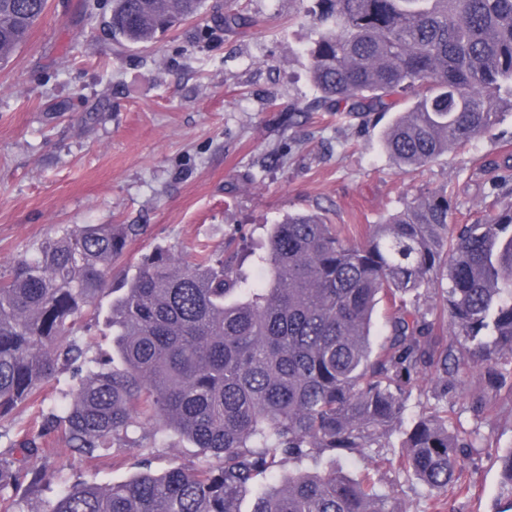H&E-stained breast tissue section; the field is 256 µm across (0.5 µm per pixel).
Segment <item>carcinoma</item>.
Wrapping results in <instances>:
<instances>
[{
	"mask_svg": "<svg viewBox=\"0 0 512 512\" xmlns=\"http://www.w3.org/2000/svg\"><path fill=\"white\" fill-rule=\"evenodd\" d=\"M203 0H113L112 37L146 44ZM47 0H0V62L26 41ZM318 38L309 73L328 112L368 116L411 102L383 133L396 166L424 168L512 114V0H312ZM228 31L247 17L225 10ZM448 191L407 203L359 242L316 213L271 226L251 283L223 260L180 263L156 249L112 285V260L135 225L90 224L41 243L0 272V422L62 368L70 403L0 455V499L31 495L52 475L30 465L61 429L72 452L105 457L143 422L192 443L217 464L148 470L101 487L77 481L27 512H399L370 475L336 459H388L411 386L433 376L432 398L473 394L489 419L512 403V203L475 224H452ZM110 298L107 309L101 300ZM391 334L372 347L380 298ZM103 318L117 357L86 360L73 336ZM451 330L448 342L445 329ZM477 438L435 408L403 432L398 468L436 492L467 487ZM288 472L267 476L280 461ZM494 512H512V449L497 457Z\"/></svg>",
	"mask_w": 512,
	"mask_h": 512,
	"instance_id": "1",
	"label": "carcinoma"
}]
</instances>
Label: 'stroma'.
Returning <instances> with one entry per match:
<instances>
[{"instance_id": "stroma-1", "label": "stroma", "mask_w": 512, "mask_h": 512, "mask_svg": "<svg viewBox=\"0 0 512 512\" xmlns=\"http://www.w3.org/2000/svg\"><path fill=\"white\" fill-rule=\"evenodd\" d=\"M310 0H236L254 24L225 31V0H205L148 45L117 46L112 0H48L28 40L0 63V271L45 239L85 224H134L111 275L134 273L155 248L191 262L200 254L236 259L249 280L261 270L270 225L316 211L347 240L403 205L443 186L450 221L472 224L502 188L512 164V117L465 149L401 173L381 144L375 118L316 106L308 46L317 30ZM477 372L465 377L475 388ZM73 384L59 371L40 398L0 425V453L32 429L41 411L65 404ZM440 402L463 430H479L467 490L441 498L373 459H338L345 473L371 474L404 512H492L497 452L512 448V404L478 417L468 394ZM41 466L53 474L37 496L53 502L75 481L108 485L129 478L137 460L154 470L203 461L190 443L146 424L101 463L48 438Z\"/></svg>"}]
</instances>
